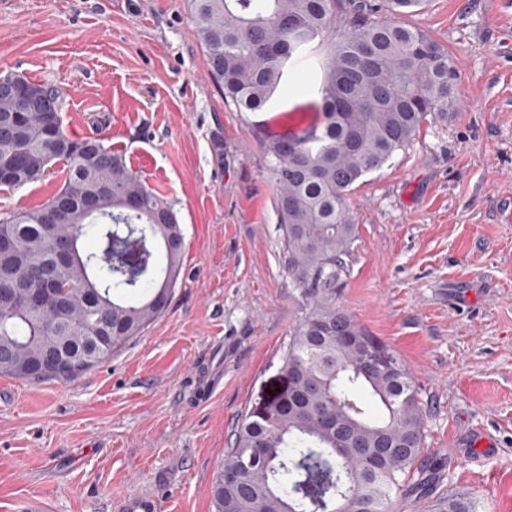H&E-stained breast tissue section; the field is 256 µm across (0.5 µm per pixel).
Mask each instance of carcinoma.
Listing matches in <instances>:
<instances>
[{
    "mask_svg": "<svg viewBox=\"0 0 512 512\" xmlns=\"http://www.w3.org/2000/svg\"><path fill=\"white\" fill-rule=\"evenodd\" d=\"M425 0H190L215 86L240 112L264 109L288 89L289 67L310 59L318 119L268 144L283 259L298 286L301 318L282 358L284 393L263 417H246L212 484L213 512H391L393 498L425 488L424 408L393 351L338 305L345 257L357 237L350 194L405 148L424 122L457 107V62L400 18ZM64 165L42 206L0 213V233L20 257L0 262L2 288H67L65 316L50 305L0 302V374L20 376L45 352L90 358L100 325L127 341L169 305L182 265L176 215L97 137H73L61 112L32 99L18 107L0 82V164L19 189ZM77 260L48 277L51 213ZM240 472L235 484L224 470ZM321 501V508L313 505ZM435 512H469L439 498Z\"/></svg>",
    "mask_w": 512,
    "mask_h": 512,
    "instance_id": "carcinoma-1",
    "label": "carcinoma"
}]
</instances>
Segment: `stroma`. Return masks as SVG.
Here are the masks:
<instances>
[{
    "label": "stroma",
    "instance_id": "obj_1",
    "mask_svg": "<svg viewBox=\"0 0 512 512\" xmlns=\"http://www.w3.org/2000/svg\"><path fill=\"white\" fill-rule=\"evenodd\" d=\"M448 47L459 108L425 125L351 197L358 238L340 304L411 372L428 491L512 512V0H429L406 16ZM57 87L65 129L98 136L177 216L167 310L74 381L0 375V512H212L242 419L286 385L299 317L281 250L268 140L315 95L240 112L213 87L189 0H0V76ZM59 169L0 212L36 208Z\"/></svg>",
    "mask_w": 512,
    "mask_h": 512
}]
</instances>
